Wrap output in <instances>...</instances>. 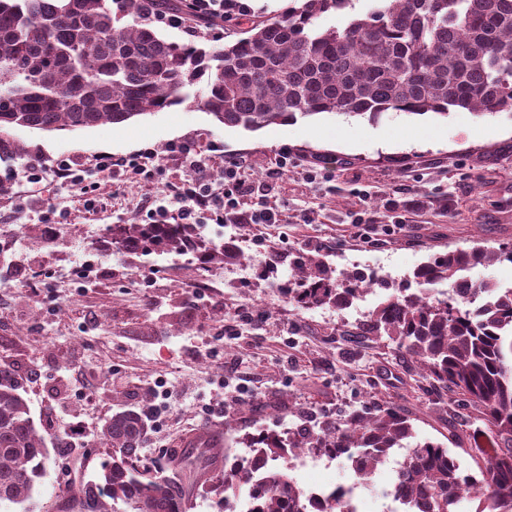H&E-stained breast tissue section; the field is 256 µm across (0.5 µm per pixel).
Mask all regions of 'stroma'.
<instances>
[{"label": "stroma", "instance_id": "obj_1", "mask_svg": "<svg viewBox=\"0 0 512 512\" xmlns=\"http://www.w3.org/2000/svg\"><path fill=\"white\" fill-rule=\"evenodd\" d=\"M13 135L24 152L0 160V364L10 365L46 436L65 434L70 420H88L97 431L116 410V393L150 396L161 411L140 450L155 466L165 449L192 452L199 434L244 456L245 434L374 400L393 401L421 439L444 444L450 429L469 427L470 406L429 391L386 337L360 335V319L330 306L303 309L258 276L237 287L233 265L219 260L202 267L174 253L116 250L112 227L140 223L144 204L172 206L168 185L185 170L164 152L189 140L208 155L215 185L224 182L225 155L238 154L255 188L250 203L267 202L288 217L230 224L209 243L257 238L258 261L277 257L283 271L296 253H319L337 269L379 270L398 281L434 254L512 245V114L391 113L375 122L320 114L248 131L184 104L123 125ZM146 148L164 156L152 180H103L94 169L100 154ZM285 152L293 163L283 169ZM58 158L79 164L85 182L96 184V213L55 178L31 186L11 177ZM53 207L66 209L68 229L52 239L41 215ZM84 257L101 268L99 288H34L39 270L65 271ZM77 378L99 401L95 415L80 395L63 392ZM219 403L223 416L205 419L204 409ZM111 456L91 446L50 456L29 506L5 503L0 512H62L66 479H92ZM301 463L289 461L304 489L352 480L344 461Z\"/></svg>", "mask_w": 512, "mask_h": 512}]
</instances>
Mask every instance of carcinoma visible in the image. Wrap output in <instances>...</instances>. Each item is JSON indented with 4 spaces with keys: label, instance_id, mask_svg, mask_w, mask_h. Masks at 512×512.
<instances>
[{
    "label": "carcinoma",
    "instance_id": "cac0c4a2",
    "mask_svg": "<svg viewBox=\"0 0 512 512\" xmlns=\"http://www.w3.org/2000/svg\"><path fill=\"white\" fill-rule=\"evenodd\" d=\"M374 10L324 27L325 14L353 0H291L278 19L224 15L236 38L222 46L167 40L149 13L183 16L186 0H0V159L22 155L10 131L78 130L123 124L189 102L220 124L255 131L319 114L389 112L442 117L512 112V0H378ZM130 16L133 22L121 26ZM129 252H204V260L242 259L226 243L207 249L184 224H115ZM512 260L496 251L457 248L417 265L401 282L355 270L334 274L325 261L297 254L284 295L306 308L350 307L363 289L384 291L361 333L388 337L394 352L419 364L431 386L469 402L486 438L473 467L440 443L419 441L409 417L388 401L341 417L306 420L284 432L260 428L246 456L224 449V512H350L343 490L314 499L284 461L307 450L344 458L352 484L373 483L396 448L390 495L396 512H512V288L484 279L478 305L448 292L459 274ZM151 428L146 401L112 413L98 434L112 462L94 480L66 487L78 512H186L210 448L170 452L172 475L139 464ZM46 436L37 429L9 368L0 366V504L25 505L46 474Z\"/></svg>",
    "mask_w": 512,
    "mask_h": 512
}]
</instances>
